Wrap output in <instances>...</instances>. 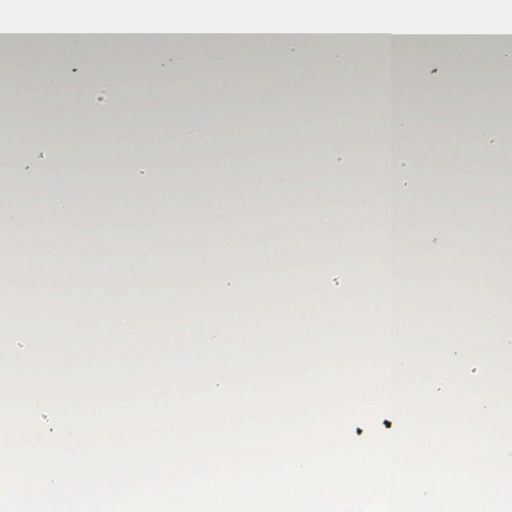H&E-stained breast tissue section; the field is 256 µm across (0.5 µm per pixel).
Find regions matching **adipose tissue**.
Returning a JSON list of instances; mask_svg holds the SVG:
<instances>
[{
    "instance_id": "ef3b65f1",
    "label": "adipose tissue",
    "mask_w": 512,
    "mask_h": 512,
    "mask_svg": "<svg viewBox=\"0 0 512 512\" xmlns=\"http://www.w3.org/2000/svg\"><path fill=\"white\" fill-rule=\"evenodd\" d=\"M58 0L11 21L20 38L0 41L20 70L38 75V105L23 92L15 108L42 151L14 128H0V227L33 250H0V297L12 311L0 330V355H72L112 343L117 354H156L192 341L204 353L242 351L244 336L273 337L276 349L329 347L333 329L314 320L347 313L371 321L360 337L388 338L400 359L421 355L453 365L512 363V264L494 263L507 224H476L471 214L503 191L512 143L492 137L498 105L511 86L512 28L502 11L461 18L456 38H437L448 21L430 0H299L265 10L259 0ZM80 63V81L43 66L49 54ZM117 55L122 79L157 92L158 81L192 102H223L220 112L165 108L139 120L116 94L89 110L84 83L107 85L101 57ZM495 56L497 81L484 59ZM441 61L439 83L409 65ZM369 73L384 102L380 113L328 97L324 111L289 110L283 79L295 85ZM483 89L473 119L448 122L439 106L449 90ZM482 166H475L474 156ZM373 173L347 194L354 223L340 224L325 199L345 192V178ZM163 205H147L160 184ZM263 195L300 201L302 222L202 224L200 212L246 210ZM144 201L146 223L131 224L122 200ZM39 205L67 224L66 240L36 235L20 216ZM108 218L78 224V209ZM447 209L453 224L419 222ZM464 287H449V280ZM150 339H142L146 323Z\"/></svg>"
}]
</instances>
